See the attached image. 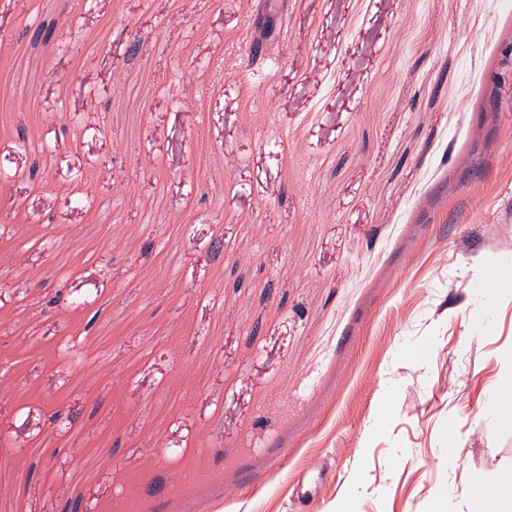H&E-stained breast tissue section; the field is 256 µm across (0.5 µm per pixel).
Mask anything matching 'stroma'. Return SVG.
I'll list each match as a JSON object with an SVG mask.
<instances>
[{"label": "stroma", "instance_id": "stroma-1", "mask_svg": "<svg viewBox=\"0 0 512 512\" xmlns=\"http://www.w3.org/2000/svg\"><path fill=\"white\" fill-rule=\"evenodd\" d=\"M0 170V512H471L512 469V0H0ZM509 373L496 391V417L499 422L512 425V358L508 360Z\"/></svg>", "mask_w": 512, "mask_h": 512}]
</instances>
